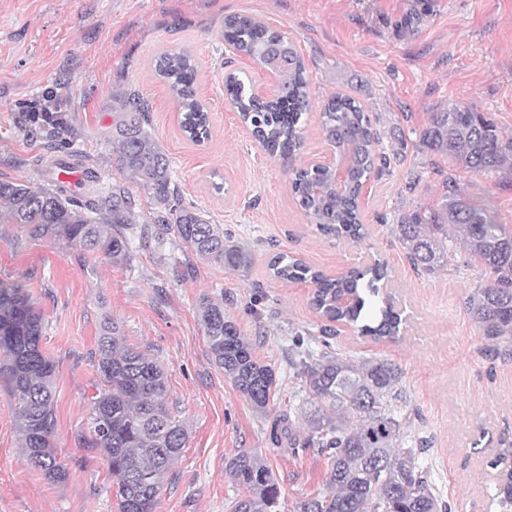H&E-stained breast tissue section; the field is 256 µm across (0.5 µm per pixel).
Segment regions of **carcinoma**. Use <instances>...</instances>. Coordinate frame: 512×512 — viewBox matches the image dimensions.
Here are the masks:
<instances>
[{
  "label": "carcinoma",
  "instance_id": "cac0c4a2",
  "mask_svg": "<svg viewBox=\"0 0 512 512\" xmlns=\"http://www.w3.org/2000/svg\"><path fill=\"white\" fill-rule=\"evenodd\" d=\"M222 38L263 67L271 61L270 52L279 56L280 95L257 102L248 77L238 74L225 85L231 105L265 150L288 164L310 223L338 237L364 238L357 187L387 164L367 107L343 93L331 95L320 106L323 136L338 164L351 172L348 187L338 193L335 170L308 172L297 164L304 142L302 117L312 105L295 44L247 15L225 18ZM153 67L168 84L185 131L199 142L208 139L209 117L194 89V57L165 51L154 58ZM148 111L136 91L117 96L112 131L116 164L154 199V223L174 231L197 259L233 271L248 270L250 251L227 243L224 227L184 205L169 157L143 128ZM420 143L431 155L477 174H512V133L469 106L445 105L431 113ZM0 203V224H17L32 239L61 240L114 261L131 256L130 235L137 232L139 219L130 195L120 186L98 191L81 204L50 185L34 188L0 181ZM394 232L413 265L428 273L448 269L453 241L480 263L483 281L470 294L468 310L487 349L511 356L512 227L500 222L496 207L486 199L447 189L435 205L404 215ZM271 270L283 282L311 283L310 305L330 322L362 320L359 334L376 340L393 339L400 331V314L380 295V282L387 277V266L381 262L336 280L282 253L273 259ZM199 319L224 375L256 410L265 411L277 382L274 371L255 355L256 343L241 333L218 302L202 299ZM42 329L41 314L26 289L0 280V380L16 401V424L29 462L46 479L61 483L68 468L53 447L55 363L40 349ZM332 337L324 329L320 337L298 333L294 340L298 351L292 365L308 395L301 407L306 427L297 430L290 421L282 426L281 435L290 449H310L326 460L324 490L302 501L299 512H451L450 504L435 492L429 470L419 463L425 449L403 447L399 370L384 359L354 361L332 347ZM307 341L320 344V351L306 347ZM94 365L100 383L78 441L105 456L118 512H156L162 485L186 437L166 405L164 369L148 355L126 347L113 322L102 328ZM490 466L502 467L491 505L496 512H512V448L500 449ZM226 472L248 490V496L232 505V512H273L278 507L280 489L250 451L235 450Z\"/></svg>",
  "mask_w": 512,
  "mask_h": 512
}]
</instances>
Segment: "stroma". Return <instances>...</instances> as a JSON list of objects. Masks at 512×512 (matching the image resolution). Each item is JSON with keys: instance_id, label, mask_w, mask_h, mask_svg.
<instances>
[{"instance_id": "obj_1", "label": "stroma", "mask_w": 512, "mask_h": 512, "mask_svg": "<svg viewBox=\"0 0 512 512\" xmlns=\"http://www.w3.org/2000/svg\"><path fill=\"white\" fill-rule=\"evenodd\" d=\"M411 0H0V180L43 183L38 161H70L94 172L98 189L128 185L141 221L152 223V197L127 184L112 156V102L139 92L149 103L146 127L171 160L186 204L247 245L252 265L238 272L197 260L174 232L159 228L132 239L130 262L80 255L63 242L30 239L0 224V280L21 283L43 318L41 349L56 363L54 447L65 482L31 466L15 425V403L0 386V512H117L103 455L80 448L99 378L91 354L105 321L127 346L158 361L167 405L186 431L185 446L159 496L157 512H231L247 494L225 471L249 449L280 488L278 512H297L323 488L325 461L277 443L282 417L300 420L304 394L288 366L296 331L319 332L312 286L274 278L280 253L329 277L378 260L384 290L403 323L396 338L376 340L338 324L332 342L355 360L385 359L401 373L408 431L425 441L423 458L452 512H489L497 475L489 462L512 448V360L489 355L467 310L480 283L478 262L451 248L446 271L414 269L393 233L399 219L435 204L445 183L491 199L512 225V176L486 177L432 157L420 133L439 106L469 105L512 132V0H428L415 31L400 22ZM248 15L282 31L300 51L314 111L305 116L301 160L324 157L318 104L342 92L370 110L390 163L369 180L360 207L367 235L356 242L310 224L287 165L261 148L240 122L224 88L226 69L267 83L264 68L233 55L220 35L229 15ZM188 51L197 64L198 99L211 136L197 144L151 61ZM52 90L61 126L32 125L28 101ZM224 311L277 377L266 412H255L208 347L198 309L202 297Z\"/></svg>"}]
</instances>
